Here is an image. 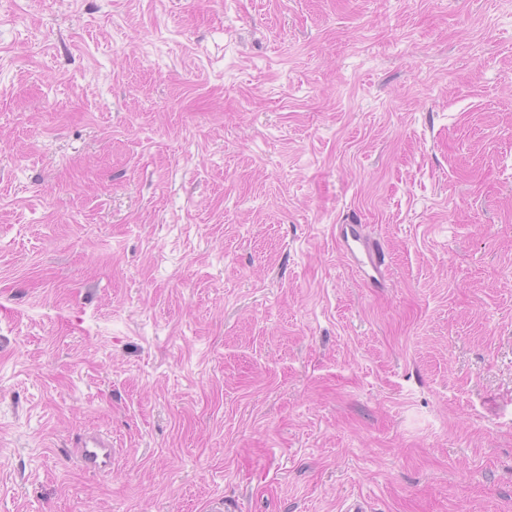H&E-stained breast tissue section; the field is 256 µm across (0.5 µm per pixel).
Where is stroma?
I'll list each match as a JSON object with an SVG mask.
<instances>
[{"label":"stroma","instance_id":"35a3bbf8","mask_svg":"<svg viewBox=\"0 0 512 512\" xmlns=\"http://www.w3.org/2000/svg\"><path fill=\"white\" fill-rule=\"evenodd\" d=\"M349 496L512 512V0H0V512ZM340 237L344 250L365 271L371 269L375 275L380 273L382 263L375 239L366 231L364 224H344ZM375 275H370L376 278ZM73 454L81 468L88 473H98L112 464V439L98 431L84 434L74 445Z\"/></svg>","mask_w":512,"mask_h":512}]
</instances>
